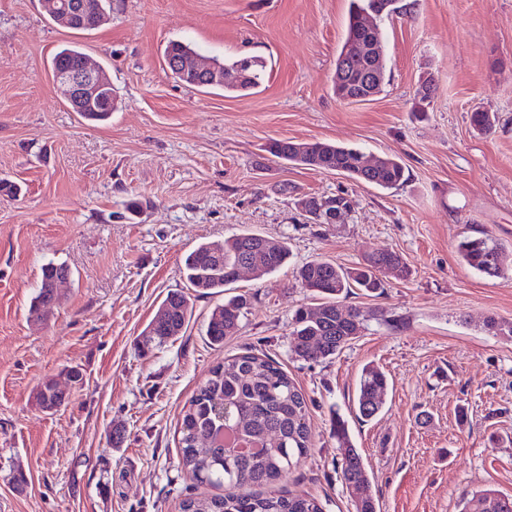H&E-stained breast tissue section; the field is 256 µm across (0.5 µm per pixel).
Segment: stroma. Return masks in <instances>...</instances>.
I'll use <instances>...</instances> for the list:
<instances>
[{
    "instance_id": "obj_1",
    "label": "stroma",
    "mask_w": 512,
    "mask_h": 512,
    "mask_svg": "<svg viewBox=\"0 0 512 512\" xmlns=\"http://www.w3.org/2000/svg\"><path fill=\"white\" fill-rule=\"evenodd\" d=\"M401 2L404 13L378 20L387 84L348 104L332 76L349 0H112L86 32L53 23L40 0H0V179L20 188L0 194V512H179L202 492L178 466L183 407L212 367L248 349L281 362L306 394L315 446L282 485L323 512H353L335 409L380 512H460L477 490L512 495V338L484 327L512 324V276L485 277L456 250L486 233L512 256V0ZM172 40L227 63L261 61L264 81L245 94L182 84L164 63ZM68 45L111 79L118 107L107 121H85L57 92L51 59ZM427 79L421 119L414 97ZM476 108L497 115L490 134L472 129ZM281 139L392 157L408 180L382 190L295 166L267 152ZM340 193L354 208L334 224L299 206ZM133 197L144 202L135 215ZM245 230L287 242L289 263L192 295L183 335L141 354L166 294L187 287L185 254ZM382 249L403 255L411 276L344 303L382 310L387 323L370 322L329 362L294 360L293 313L318 302L298 267L351 268ZM50 261L72 277L36 318L29 302ZM238 294L250 298L238 334L211 344L213 308ZM369 363L390 388L384 411L362 421L353 399ZM48 378L69 395L54 413L36 401Z\"/></svg>"
}]
</instances>
